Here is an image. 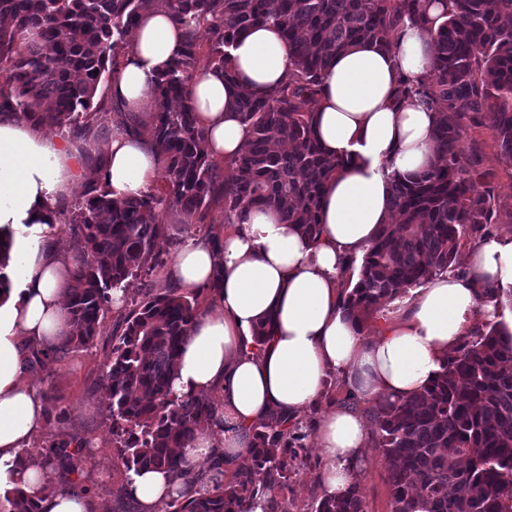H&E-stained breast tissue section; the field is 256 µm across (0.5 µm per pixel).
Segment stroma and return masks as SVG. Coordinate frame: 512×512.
<instances>
[{
  "instance_id": "obj_1",
  "label": "stroma",
  "mask_w": 512,
  "mask_h": 512,
  "mask_svg": "<svg viewBox=\"0 0 512 512\" xmlns=\"http://www.w3.org/2000/svg\"><path fill=\"white\" fill-rule=\"evenodd\" d=\"M465 147L478 153L482 170L494 183L499 209L511 214L512 166L500 160L491 133L483 128L469 131ZM117 318V310L107 312L92 348L72 351L63 359L32 368L28 375L43 394L53 396L55 405L51 423L34 436L33 445L49 448L65 442H89L82 483L90 488V499L100 512H121L120 488L124 482V470L112 443L104 381ZM308 454L311 464L296 463L290 487L280 489L278 494L281 501L291 502L293 512H307L310 492L316 489V478L322 472L317 448L309 447ZM362 470L365 512H391L385 469L375 448H367Z\"/></svg>"
}]
</instances>
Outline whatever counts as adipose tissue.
<instances>
[{
	"label": "adipose tissue",
	"instance_id": "1",
	"mask_svg": "<svg viewBox=\"0 0 512 512\" xmlns=\"http://www.w3.org/2000/svg\"><path fill=\"white\" fill-rule=\"evenodd\" d=\"M189 29L163 6L146 7L132 30L130 54L112 80L125 111L152 109L150 87L178 55ZM233 82L209 72L190 84L189 96L207 133L211 157L232 160L249 132L232 106L235 95L260 97L282 84L293 52L270 24L253 27L231 49ZM431 31L404 24L392 49L356 44L327 69L316 106L318 138L332 156L352 162L328 183L321 233L309 241L275 210L252 212L224 228L223 252L198 238L186 240L166 271L180 292L207 293L209 307L194 320L173 374L176 395L219 397V423L201 424L186 448L182 472L149 470L124 487L138 512H160L169 491L194 495L191 473L223 450L236 463L249 455L247 429L278 410L296 417L316 407L330 374L364 399H397L422 391L475 323L512 329V310L480 304L487 290L512 289V236L481 241L466 256L468 275L446 271L410 290L398 309L383 305L377 331L365 329L341 307L344 263L361 258L391 215L388 176L412 174L435 160L431 132L437 115L419 99L396 94L400 79L429 73ZM163 162L149 138L113 133L102 173L115 196L149 192ZM83 173L67 143L43 134L15 114L0 115V227L12 230L0 292V492L20 490L40 512H92L83 495L61 491L51 474L22 466L25 450L45 425L41 392L28 384L29 350L52 348L69 335L66 291L72 269L51 244L53 204ZM268 332L256 345L258 325ZM369 432L363 415L339 408L321 415L315 441L325 470L324 495L347 493Z\"/></svg>",
	"mask_w": 512,
	"mask_h": 512
}]
</instances>
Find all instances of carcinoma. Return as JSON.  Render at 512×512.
Returning <instances> with one entry per match:
<instances>
[{"label":"carcinoma","instance_id":"1","mask_svg":"<svg viewBox=\"0 0 512 512\" xmlns=\"http://www.w3.org/2000/svg\"><path fill=\"white\" fill-rule=\"evenodd\" d=\"M151 0H0V113L20 115L35 128L85 135L112 133V106L94 99L104 73L117 72L129 53L130 29ZM450 10L430 14L436 3ZM182 23L197 22L182 52L153 81L148 123L127 128L147 135L164 162L165 185L133 198L114 197L89 180L81 200L60 205L58 223L74 231V282L67 291L69 336L34 360L61 359L88 348L113 306L112 292L149 276L165 260L155 252L165 236L161 216L174 210L204 223L224 202V223L241 224L253 210L275 209L308 239H317L319 205L329 178L351 158L330 157L319 142L314 106L321 79L336 55L359 41L391 48L401 24L435 32L432 72L422 82L400 81L397 95L433 108L435 162L413 175L389 177L395 221L381 225L361 260L345 263L342 309L368 324L381 306L455 268L470 239L497 234L494 188L477 161L465 159L474 128L489 130L500 158L512 166V0H166ZM259 22L277 26L293 48L294 69L264 98L246 94L234 106L249 130L242 153L221 177L205 149L206 132L189 104L197 71L233 78L228 48ZM209 45L205 64L200 49ZM12 231L0 229L1 273ZM200 294L175 288L146 292L120 314L105 372L117 458L131 471H178L182 449L218 404L178 397L171 375ZM375 426L390 491L391 512H512V332L481 322L464 337L423 391L380 399L366 409ZM308 421L272 414L250 428L248 461L219 456L192 476L198 496L177 490L164 512H250L272 487H285L293 464L306 458ZM83 446L29 448L27 464L58 476L63 490L81 485ZM311 512H365L360 479L340 497L311 496ZM0 512H38L24 496L5 494Z\"/></svg>","mask_w":512,"mask_h":512}]
</instances>
